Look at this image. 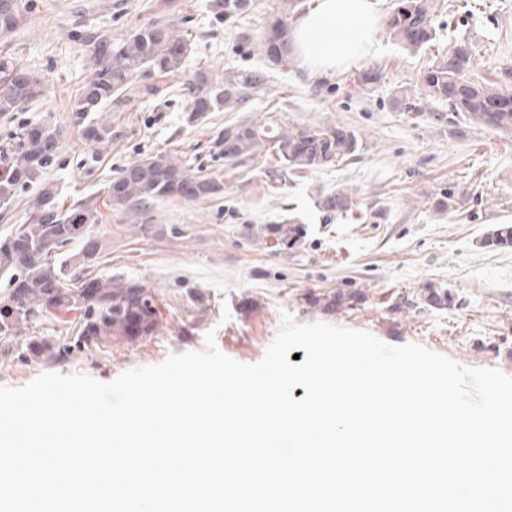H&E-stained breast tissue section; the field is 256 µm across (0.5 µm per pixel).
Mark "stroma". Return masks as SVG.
Wrapping results in <instances>:
<instances>
[{"mask_svg": "<svg viewBox=\"0 0 512 512\" xmlns=\"http://www.w3.org/2000/svg\"><path fill=\"white\" fill-rule=\"evenodd\" d=\"M20 26L1 46L42 82L43 96L23 111L0 117V141L19 128L46 125L60 133V157L49 177L65 204L95 200L102 221L88 234L108 244L89 276L122 275L158 296V335L104 348H73L78 318L46 314L0 335V386L20 388L45 371L88 373L109 382L133 368L162 363L169 354L199 351L207 333L232 359L259 362L276 337L282 312L300 324L324 322L366 331L390 345L419 343L470 367H495L512 376V248L479 242L512 221V132L448 122L444 103L407 112L401 90L416 87L434 51L465 41L473 73L512 87V0H475L464 23L451 25L458 0H437L434 49L409 53L377 35L378 51L346 69L312 76L300 65L269 70L243 111L211 112L184 120L180 86L201 67L216 76L248 71L258 57L243 37L259 39L277 0H253L249 15L213 25L208 0H26ZM158 21L189 34L193 51L178 77L137 78L125 101L95 113L112 139L84 140L70 106L92 77L89 41L127 38ZM379 77L360 93L363 74ZM281 126L342 125L362 140L356 156L312 173L272 180L278 164L212 161L211 139L248 119ZM200 164L224 178V193L206 201L171 197L144 209L112 206L106 187L128 162L153 152ZM448 183L468 194L450 219L433 211ZM355 190L357 217L319 210V193ZM293 219L305 235L294 247L275 245L260 227ZM447 289L452 305L427 306L422 287ZM355 293L357 301L327 307L323 295ZM48 339L69 349L64 360L30 359L25 344Z\"/></svg>", "mask_w": 512, "mask_h": 512, "instance_id": "obj_1", "label": "stroma"}]
</instances>
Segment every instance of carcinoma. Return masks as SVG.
Here are the masks:
<instances>
[{
    "label": "carcinoma",
    "mask_w": 512,
    "mask_h": 512,
    "mask_svg": "<svg viewBox=\"0 0 512 512\" xmlns=\"http://www.w3.org/2000/svg\"><path fill=\"white\" fill-rule=\"evenodd\" d=\"M250 0H210L215 21H228L245 14ZM305 8L304 0H278L264 34L258 41L244 42L246 52L255 53L272 66L288 67L292 52L290 19ZM436 0H397L387 20L389 37L410 52L427 49L436 42L434 16ZM18 0H0V37L8 36L20 24ZM192 52L189 35L155 22L142 25L126 39L98 45L90 50L93 77L73 101V122L82 127L93 144L112 138V131L91 118L109 104L124 101L125 91L139 75L168 76L180 73ZM471 51L458 45L435 56L418 86L419 99L426 103L446 102L451 111L472 125L496 131H512V89L471 74ZM266 81L264 71L252 70L217 77L199 68L182 85L188 101L186 121L194 123L209 112H233L246 99V91ZM42 95L40 83L8 56L0 57V115L22 111ZM360 148L357 133L344 126L303 125L283 129L272 122L251 120L226 126L211 140V157L226 165L252 162L262 153L277 156L289 172H308L338 165ZM59 134L47 126L23 127L13 141L0 149V209H11L19 190H38L34 212L28 223L15 233L0 238V274L9 288L7 301L17 302V311L0 307V334L13 335L16 325L28 323L44 313L66 316L79 312L80 327L75 346L100 348L114 341H133L153 336L161 329V313L156 295L146 285L122 275L79 280L78 269L96 263L106 242L88 238L83 228L98 224L102 214L93 201L59 203L58 187L47 179L57 163ZM224 193V178L200 167L173 160L166 153L143 156L122 167L107 187L109 205L146 207L170 197L208 200ZM355 191L341 185L319 195L317 206L324 212L346 214L354 205ZM467 192L455 185L436 193L434 212L451 217L459 199ZM276 236L279 244L293 246L304 229L292 219L260 229ZM80 244L77 249L71 246ZM482 245L512 247V224H499ZM424 302L432 307L452 303L450 293L440 286L424 285ZM28 356L43 363L63 358L49 340L27 343Z\"/></svg>",
    "instance_id": "carcinoma-1"
}]
</instances>
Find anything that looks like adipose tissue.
<instances>
[{
	"label": "adipose tissue",
	"instance_id": "obj_1",
	"mask_svg": "<svg viewBox=\"0 0 512 512\" xmlns=\"http://www.w3.org/2000/svg\"><path fill=\"white\" fill-rule=\"evenodd\" d=\"M379 23L372 0H317L291 25L301 67L327 74L360 62L375 50Z\"/></svg>",
	"mask_w": 512,
	"mask_h": 512
}]
</instances>
